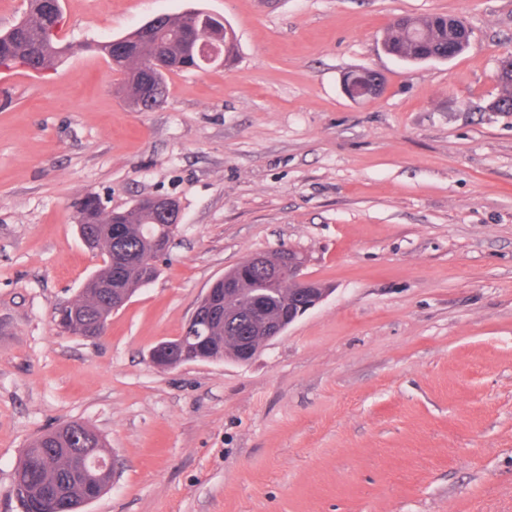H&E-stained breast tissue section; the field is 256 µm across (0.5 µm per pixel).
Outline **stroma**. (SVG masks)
Returning a JSON list of instances; mask_svg holds the SVG:
<instances>
[{"mask_svg": "<svg viewBox=\"0 0 512 512\" xmlns=\"http://www.w3.org/2000/svg\"><path fill=\"white\" fill-rule=\"evenodd\" d=\"M57 69H0V512L22 452L78 421L112 485L84 512H512V0H60ZM202 10L233 58L138 112L97 43ZM463 18L410 64L394 18ZM377 73L373 99L345 72ZM177 201L157 275L96 340L56 307L102 267L72 203ZM293 247L328 297L250 362L160 370L211 284ZM441 16L437 19L441 26H445L448 35L444 29L435 26V22L431 15L407 18L414 22V28L422 34L425 32L422 42L430 45L428 55H444L448 52V58L456 57L468 45V31H464L456 17L435 14ZM401 19L397 18L392 23H396L397 29L401 32H405V27L396 21H400ZM401 32H398L396 30H393L392 28H388L384 44L385 48L389 51H395L397 52L403 61L405 62H417V59L423 54L417 49L418 43H415L412 39L403 36ZM430 59H441L438 57H431V56H423L419 61H426ZM502 88L501 95L493 102L492 108L497 112H512V69L496 75ZM343 88L353 99L374 98L382 92V83L373 73L358 70L344 74Z\"/></svg>", "mask_w": 512, "mask_h": 512, "instance_id": "1", "label": "stroma"}]
</instances>
